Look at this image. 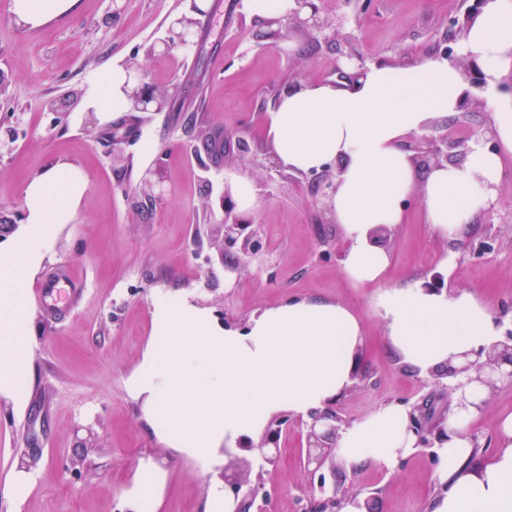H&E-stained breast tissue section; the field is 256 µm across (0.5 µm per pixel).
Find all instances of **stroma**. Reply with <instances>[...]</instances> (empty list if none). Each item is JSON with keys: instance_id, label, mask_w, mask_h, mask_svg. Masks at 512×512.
Listing matches in <instances>:
<instances>
[{"instance_id": "1", "label": "stroma", "mask_w": 512, "mask_h": 512, "mask_svg": "<svg viewBox=\"0 0 512 512\" xmlns=\"http://www.w3.org/2000/svg\"><path fill=\"white\" fill-rule=\"evenodd\" d=\"M473 0H320L322 16L340 25L307 30L280 21L270 43L263 18L247 0H224L208 37L168 53L148 48L166 34L172 16L190 0H80L76 14L35 29L16 27L10 6L0 7V212L14 224L25 216L30 179L59 160L78 165L86 182L80 207L61 225L32 285L67 266L84 288L80 303L57 321L31 300L33 350L29 399L14 410L0 396V512H128V493L139 465L165 472L158 512H203L209 468L168 448L154 436L142 400L128 378L151 337L154 294L190 295L225 327L244 329L263 310L293 300L340 302L359 318L363 336L350 387L335 407L347 423L377 408H405L429 400L432 422L448 419L447 391L418 375L389 348L385 326L370 301L376 285L350 282L342 269L345 241L338 224L320 221L321 200L301 175L268 178L265 169L237 160L227 167L206 147L224 142L236 152L245 138L258 158L270 155V118L276 100L300 84L331 83L338 71L374 64L408 65L466 30ZM138 68L143 81L185 112H118L108 122L79 105L106 60ZM465 98L454 118H441L453 137L475 138L490 125L485 99L512 86V65L495 82L477 86L475 66L461 58ZM247 176L256 205L248 217L262 249L248 267L237 253L218 256L209 238L221 232V195L227 182ZM166 190L145 199L143 179ZM493 212L476 216L472 244L492 240L482 258H469L458 240L435 237L420 198L391 229V265L384 284L401 287L442 280L469 289L512 328V156L495 188ZM451 259L445 268L443 259ZM512 414V385H501L477 411L469 431L480 450L473 465L496 450L500 421ZM306 418L289 415L277 442L275 464L265 466L269 493L263 512H306L311 480L306 460ZM26 466L36 485L13 509L9 481ZM436 464L420 448L394 469L368 465L344 472L358 500L372 497L377 512H430L442 488Z\"/></svg>"}]
</instances>
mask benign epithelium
<instances>
[{
    "mask_svg": "<svg viewBox=\"0 0 512 512\" xmlns=\"http://www.w3.org/2000/svg\"><path fill=\"white\" fill-rule=\"evenodd\" d=\"M298 8L288 15V21L296 26L320 31L326 23L320 14L315 0H296ZM188 27L185 16L177 15L171 19L167 27V36L155 41L150 50L154 53H166L174 45L186 44ZM132 112H161L168 108L170 97L155 93L151 87L135 82L126 90ZM404 150L411 153V159L417 165L429 169L441 168L456 164L460 156L471 151L466 139L448 136L436 125L429 126V131L419 136L408 137ZM340 168L331 164L322 166L320 170H312V186L323 199L330 201L336 191V179ZM224 246L235 247L243 259L247 260L260 251L257 232L250 221L241 218L235 212V204L229 191H224ZM434 383L448 389V393L456 395L455 407L465 408L470 404L466 397V388L471 384L483 386L491 393L501 384H512V328L497 337L489 345L460 355V360L453 364L429 373ZM410 428L417 437V444L422 448L431 449V455L437 456L434 447L446 437L444 429H435L429 423L428 415L419 406L409 411ZM344 425V420L333 406L322 410L316 409L308 413L306 423L307 463L314 465L312 473L318 474L316 491L321 496L319 505L325 512H334L348 495L344 485L336 480L335 464H326L330 458L336 437ZM242 460L232 459L224 467V482L234 492H239L244 485L240 479L239 469Z\"/></svg>",
    "mask_w": 512,
    "mask_h": 512,
    "instance_id": "7a95c632",
    "label": "benign epithelium"
}]
</instances>
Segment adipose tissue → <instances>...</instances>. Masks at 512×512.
<instances>
[{
  "mask_svg": "<svg viewBox=\"0 0 512 512\" xmlns=\"http://www.w3.org/2000/svg\"><path fill=\"white\" fill-rule=\"evenodd\" d=\"M79 3L13 0L12 21L36 29L73 14ZM463 51L491 77L512 63V0H487ZM132 82L127 70L104 62L86 108L109 121L126 111L123 88ZM463 90L460 70L445 59L373 65L350 86L288 89L271 119L272 154L288 171L340 164L332 209L348 243L343 271L353 283L377 284L371 305L392 350L422 375L488 344L495 334L491 310L469 290L434 292L419 282L381 286L390 254L370 233L402 223L417 193L434 235L458 240L494 198L503 157L512 154V94L487 102L497 150L476 147L462 166L421 172L401 147L435 117L456 112ZM84 191L73 163L42 170L25 190L23 229L0 240V395L18 410L29 398L32 277ZM151 321L152 337L128 388L142 399L154 435L206 466L219 464L222 447L259 437L280 410L305 414L331 404L351 383L362 333L346 306L315 300L267 309L241 333L224 328L188 296L160 293L151 301ZM485 396L483 389H468V407L448 418L436 471L445 488L431 512H512V415L499 426L492 460L468 466V425ZM415 442L407 409L389 404L341 430L336 453L349 470L369 463L391 469L414 453ZM164 481L158 467L142 465L129 494L131 512H155Z\"/></svg>",
  "mask_w": 512,
  "mask_h": 512,
  "instance_id": "ef3b65f1",
  "label": "adipose tissue"
}]
</instances>
